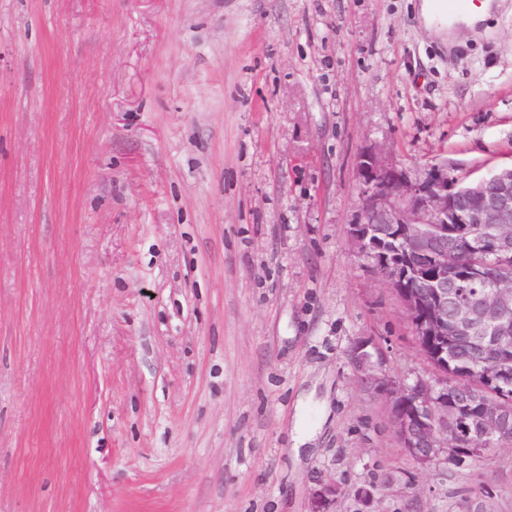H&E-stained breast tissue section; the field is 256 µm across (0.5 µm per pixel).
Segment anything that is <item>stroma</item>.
<instances>
[{
	"label": "stroma",
	"instance_id": "obj_1",
	"mask_svg": "<svg viewBox=\"0 0 512 512\" xmlns=\"http://www.w3.org/2000/svg\"><path fill=\"white\" fill-rule=\"evenodd\" d=\"M472 2L0 0V512H512V446L415 463L347 358L435 374L360 154L512 165V0ZM339 488L336 484H322L314 488L310 498V512H333L332 505Z\"/></svg>",
	"mask_w": 512,
	"mask_h": 512
}]
</instances>
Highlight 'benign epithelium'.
Masks as SVG:
<instances>
[{
  "label": "benign epithelium",
  "mask_w": 512,
  "mask_h": 512,
  "mask_svg": "<svg viewBox=\"0 0 512 512\" xmlns=\"http://www.w3.org/2000/svg\"><path fill=\"white\" fill-rule=\"evenodd\" d=\"M361 213L348 228L358 252L401 298L416 341L438 372L396 382L368 344L347 357L361 385L383 396L410 457L461 461L512 444V166L461 184L446 167L411 181L376 151L359 156ZM465 345L480 355L479 381L451 365ZM334 484L313 489L310 512H332Z\"/></svg>",
  "instance_id": "7a95c632"
}]
</instances>
